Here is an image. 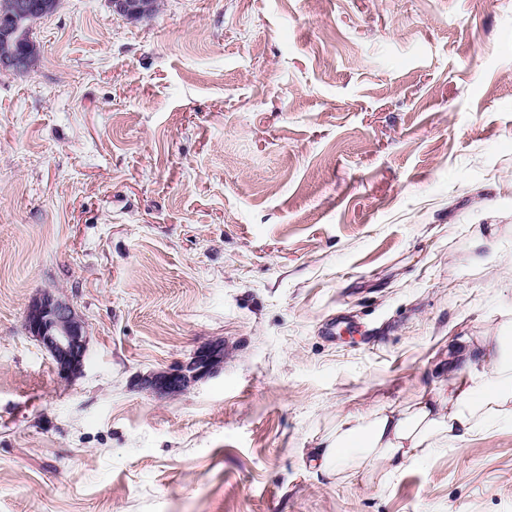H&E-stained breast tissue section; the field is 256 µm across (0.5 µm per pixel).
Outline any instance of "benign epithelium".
Returning a JSON list of instances; mask_svg holds the SVG:
<instances>
[{"instance_id":"7a95c632","label":"benign epithelium","mask_w":512,"mask_h":512,"mask_svg":"<svg viewBox=\"0 0 512 512\" xmlns=\"http://www.w3.org/2000/svg\"><path fill=\"white\" fill-rule=\"evenodd\" d=\"M52 7L49 0H16L13 11L0 17V39L21 44L19 51L0 58V68L25 70L37 46L26 36L27 20ZM113 10L129 17L145 16L150 5L143 0H112ZM28 332L51 354L61 376L82 367L86 353V326L66 302L47 295L36 301L26 316ZM224 363V345L198 349L191 361L158 373L149 382L154 393L164 396L182 391L193 379L210 375Z\"/></svg>"}]
</instances>
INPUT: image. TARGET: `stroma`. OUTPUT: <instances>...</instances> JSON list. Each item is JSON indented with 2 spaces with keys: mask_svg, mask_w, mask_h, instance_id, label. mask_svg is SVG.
Returning a JSON list of instances; mask_svg holds the SVG:
<instances>
[{
  "mask_svg": "<svg viewBox=\"0 0 512 512\" xmlns=\"http://www.w3.org/2000/svg\"><path fill=\"white\" fill-rule=\"evenodd\" d=\"M32 34L0 69V512H512V422L381 480L303 460L512 312V0H57ZM47 293L87 327L69 379ZM26 325L31 336L50 352L61 376L68 377L82 367L86 326L68 303L44 296L28 310ZM224 363V345L210 344L198 349L191 361L180 364L169 371L158 373L149 382L157 395H172L181 392L192 379L210 375Z\"/></svg>",
  "mask_w": 512,
  "mask_h": 512,
  "instance_id": "35a3bbf8",
  "label": "stroma"
}]
</instances>
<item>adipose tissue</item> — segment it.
<instances>
[{"mask_svg": "<svg viewBox=\"0 0 512 512\" xmlns=\"http://www.w3.org/2000/svg\"><path fill=\"white\" fill-rule=\"evenodd\" d=\"M504 419L512 420V315L458 347L437 391L402 407L337 416L312 462L337 483L396 471Z\"/></svg>", "mask_w": 512, "mask_h": 512, "instance_id": "adipose-tissue-1", "label": "adipose tissue"}]
</instances>
